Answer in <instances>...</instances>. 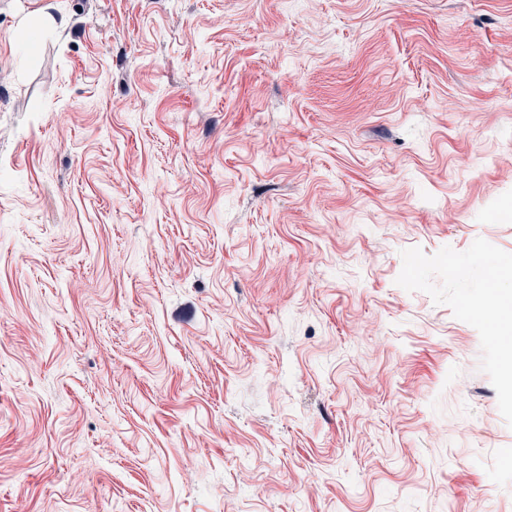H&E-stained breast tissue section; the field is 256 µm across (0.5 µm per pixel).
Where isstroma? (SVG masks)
<instances>
[{"label": "stroma", "mask_w": 512, "mask_h": 512, "mask_svg": "<svg viewBox=\"0 0 512 512\" xmlns=\"http://www.w3.org/2000/svg\"><path fill=\"white\" fill-rule=\"evenodd\" d=\"M510 259L512 0H0V512H512ZM512 265L505 263L499 266L491 280L489 297L477 305L484 318L491 323L494 335L507 336L512 341ZM507 342V343H508Z\"/></svg>", "instance_id": "35a3bbf8"}]
</instances>
